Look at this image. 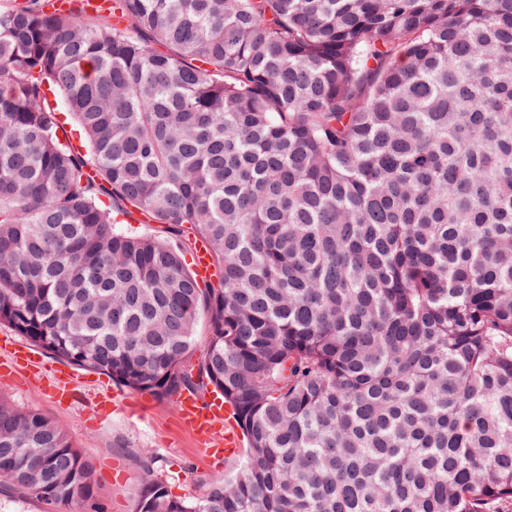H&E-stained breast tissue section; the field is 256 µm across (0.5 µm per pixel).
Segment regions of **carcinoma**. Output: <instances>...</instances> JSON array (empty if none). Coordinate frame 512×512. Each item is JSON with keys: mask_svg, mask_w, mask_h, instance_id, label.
Returning a JSON list of instances; mask_svg holds the SVG:
<instances>
[{"mask_svg": "<svg viewBox=\"0 0 512 512\" xmlns=\"http://www.w3.org/2000/svg\"><path fill=\"white\" fill-rule=\"evenodd\" d=\"M41 2L0 6V324L159 399L219 391L247 440L136 512L512 502V0ZM0 485L104 512L2 393Z\"/></svg>", "mask_w": 512, "mask_h": 512, "instance_id": "cac0c4a2", "label": "carcinoma"}]
</instances>
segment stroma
<instances>
[{
    "label": "stroma",
    "instance_id": "stroma-1",
    "mask_svg": "<svg viewBox=\"0 0 512 512\" xmlns=\"http://www.w3.org/2000/svg\"><path fill=\"white\" fill-rule=\"evenodd\" d=\"M75 394L61 403L26 373L0 379V391L20 408L41 413L68 435L95 467L105 512H135L146 476L172 496L195 501L215 479L236 472L242 454L206 459L181 424L173 401L119 386L103 374L80 372Z\"/></svg>",
    "mask_w": 512,
    "mask_h": 512
}]
</instances>
